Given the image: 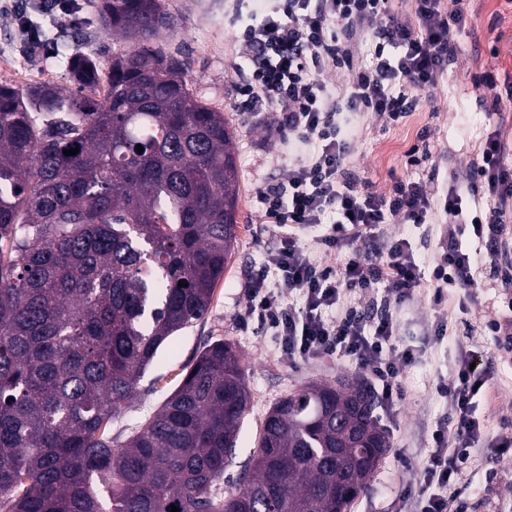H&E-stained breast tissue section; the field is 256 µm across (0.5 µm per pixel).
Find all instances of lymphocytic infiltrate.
Wrapping results in <instances>:
<instances>
[{"mask_svg": "<svg viewBox=\"0 0 512 512\" xmlns=\"http://www.w3.org/2000/svg\"><path fill=\"white\" fill-rule=\"evenodd\" d=\"M265 10L242 35L252 73L240 94L248 104L275 106L277 134L299 151L285 181L259 195L280 243L246 282L240 320L265 326L289 359L333 355L365 370L388 412L402 398L397 379L415 356L400 346L392 316L366 319L347 295L382 292L401 304L427 286L438 307L449 290L468 293L482 252L494 250L512 220V157L499 131L488 133L438 199L417 175L430 150L412 153L385 198L348 178V126L354 114L388 125L435 108L470 14L465 0H415L410 14L393 0H266ZM362 38L374 44L367 61L359 58ZM435 214L448 226V242L424 267L409 239L389 227L423 224ZM309 230L317 233L320 258L302 243ZM473 361L470 350L459 349L454 377L442 388L455 429L432 434L414 492L418 512H462L467 464L482 437L473 398L487 381Z\"/></svg>", "mask_w": 512, "mask_h": 512, "instance_id": "1", "label": "lymphocytic infiltrate"}]
</instances>
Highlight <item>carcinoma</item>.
I'll return each instance as SVG.
<instances>
[{"instance_id":"cac0c4a2","label":"carcinoma","mask_w":512,"mask_h":512,"mask_svg":"<svg viewBox=\"0 0 512 512\" xmlns=\"http://www.w3.org/2000/svg\"><path fill=\"white\" fill-rule=\"evenodd\" d=\"M100 16L133 46L70 59L77 90L0 85V512H346L390 448L358 378L279 398L226 481L251 394L216 340L112 438L160 347L208 313L239 186L223 113L151 45L159 0Z\"/></svg>"}]
</instances>
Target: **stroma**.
I'll return each instance as SVG.
<instances>
[{"instance_id":"1","label":"stroma","mask_w":512,"mask_h":512,"mask_svg":"<svg viewBox=\"0 0 512 512\" xmlns=\"http://www.w3.org/2000/svg\"><path fill=\"white\" fill-rule=\"evenodd\" d=\"M80 11L69 16L53 10L52 0H0V85L18 87L48 83L71 91L75 84L67 58L84 55L98 60L128 52L130 45L107 37L99 19L100 0H78ZM172 21L155 44L182 63L193 94L223 112L235 135L240 189L239 243L216 286L208 314L192 327L171 336L139 384L124 417L112 424L113 434L125 435L130 425L152 416L178 385L184 367L205 343L218 339L233 343L241 355L251 393L250 408L237 441L238 463L248 461L258 447L267 412L285 394L311 382H335L354 374V365L323 355L303 362L281 355L270 331L257 324L242 327L246 305L245 283L254 267L264 262L278 244L276 227L266 225L257 201L265 186L283 179L288 171V148L270 128L267 108L242 107L239 87L250 63L240 53V27L229 21L231 0H161ZM471 22L458 37L460 52L442 80L438 111L421 109L398 123L381 126L361 119L353 135V153L346 169L351 181L378 195H390L405 172L411 146H429L439 156L436 194H443L455 168L475 158L489 127L485 104L496 101V122L503 141L512 143V0H469ZM40 35L31 43L30 31ZM493 75L494 88H475V80ZM405 233L419 264L431 263L448 238L444 224H413ZM504 256L484 257L475 273L478 300L467 313L458 309L457 292H449L434 307L432 291H415L402 306L390 305L398 323V340L413 351L415 363L399 379L403 399L391 413L381 414L391 446L373 474L367 491L347 512H415L407 488L433 446L432 434L448 422L450 405L438 392L454 372L459 347L471 350L480 368L490 376L477 395L476 415L484 424L472 467L468 512H512V494L505 489L512 477V448L487 463L486 450L500 437L512 434V338L491 339L482 323L501 317L505 294L497 270ZM446 318L447 333L435 335L438 318Z\"/></svg>"}]
</instances>
